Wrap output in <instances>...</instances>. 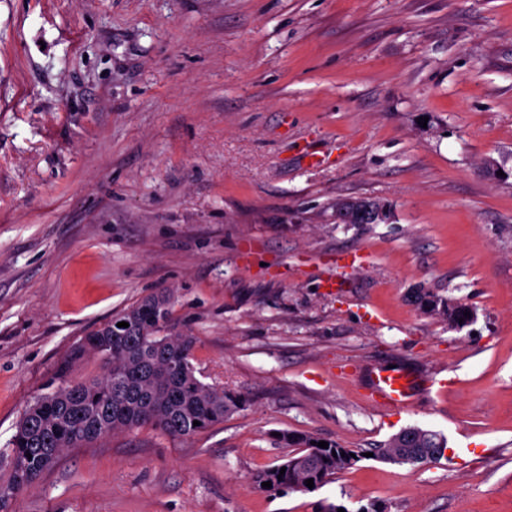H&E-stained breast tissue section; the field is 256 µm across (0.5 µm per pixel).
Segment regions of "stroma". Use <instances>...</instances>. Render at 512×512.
I'll return each instance as SVG.
<instances>
[{"label":"stroma","instance_id":"35a3bbf8","mask_svg":"<svg viewBox=\"0 0 512 512\" xmlns=\"http://www.w3.org/2000/svg\"><path fill=\"white\" fill-rule=\"evenodd\" d=\"M353 199L389 219L340 223ZM165 288L241 406L69 449L8 512H512V0H0V484L59 368L103 373L72 348ZM388 365L446 385L383 411L364 380ZM407 427L444 457L252 487L276 432ZM425 294V301L418 304V308L426 313L437 315L448 322V326L457 328L464 325L473 315L471 307L460 301L446 298L438 293L422 291ZM464 312H470V317L464 316ZM463 319V322H459Z\"/></svg>","mask_w":512,"mask_h":512}]
</instances>
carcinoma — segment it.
Returning <instances> with one entry per match:
<instances>
[{
    "instance_id": "obj_1",
    "label": "carcinoma",
    "mask_w": 512,
    "mask_h": 512,
    "mask_svg": "<svg viewBox=\"0 0 512 512\" xmlns=\"http://www.w3.org/2000/svg\"><path fill=\"white\" fill-rule=\"evenodd\" d=\"M173 292L164 290L142 299L90 333L93 341L78 344L71 355L101 358L104 372L82 382L61 380L42 394L22 416L12 440V470L7 488L19 491L34 484L69 448L91 444L105 436L151 426L170 437L189 438L224 421L240 400L224 387L205 383L192 363L191 331L171 323ZM418 308L457 328L469 320L472 308L435 292H425ZM125 321L129 327L118 326ZM200 425H193V421ZM276 444L288 448L281 462L252 476L262 492L311 491L351 469L363 457L357 448H344L302 433L282 431ZM446 439L439 433L408 427L391 436L375 457L394 464L420 465L444 455ZM285 474H280V470ZM271 482V487L262 486Z\"/></svg>"
}]
</instances>
